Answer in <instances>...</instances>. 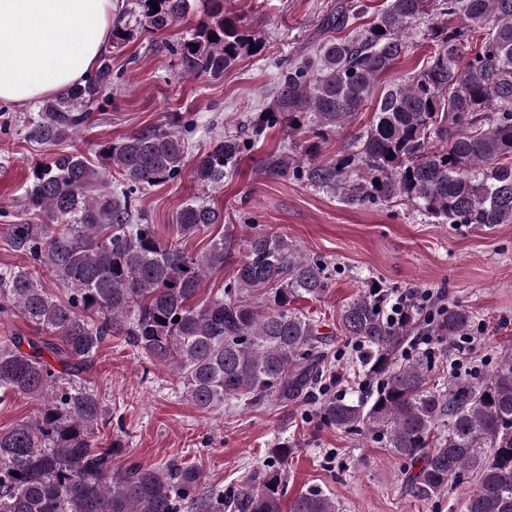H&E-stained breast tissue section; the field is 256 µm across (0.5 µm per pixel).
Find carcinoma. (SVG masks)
<instances>
[{"mask_svg": "<svg viewBox=\"0 0 512 512\" xmlns=\"http://www.w3.org/2000/svg\"><path fill=\"white\" fill-rule=\"evenodd\" d=\"M195 9L203 17L193 33L169 47L184 75L218 77L255 49L224 0H126L111 47L162 34ZM437 10L460 25L420 34L417 22ZM366 11L352 0L337 4L323 37L279 64L278 91L259 118L202 152L194 181L221 188L248 145L285 125L302 137L301 152L270 154L269 178L292 174L349 205L406 201L437 224H512V0H388L356 25ZM420 35L435 46L424 68L382 84ZM111 84L105 54L88 79L40 102L28 138L68 142ZM369 107L373 121L323 158L322 143ZM187 150L174 124H156L99 145L97 165L61 151L33 172L24 200L37 222L9 230L10 247L28 264L0 271V318L19 313L48 338L0 336V405L19 395L40 401L35 418L0 431V512H282L290 448L272 449L264 468L227 494L177 460L119 467L120 444L104 448L96 438L112 416L80 384L108 339L178 376L201 410L296 404L322 381L344 380L332 367L330 335L293 307L325 294L326 263L256 224L241 240L226 227L205 252L187 254L135 212L139 194L181 175ZM222 223L224 212L201 195L177 212L174 229L182 240ZM228 264L234 273L222 292L202 296L207 276ZM474 320L458 304L431 319L412 310L388 320L366 288L339 323L341 335L363 344L360 368L380 387L369 402L326 396L318 411L328 427L382 437L412 465L413 498L431 501L468 482L460 512H512V354L486 372L445 376L430 357L406 351L420 329L452 345L474 335ZM290 512L338 508L308 492Z\"/></svg>", "mask_w": 512, "mask_h": 512, "instance_id": "obj_1", "label": "carcinoma"}]
</instances>
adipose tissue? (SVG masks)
I'll return each mask as SVG.
<instances>
[{
  "instance_id": "ef3b65f1",
  "label": "adipose tissue",
  "mask_w": 512,
  "mask_h": 512,
  "mask_svg": "<svg viewBox=\"0 0 512 512\" xmlns=\"http://www.w3.org/2000/svg\"><path fill=\"white\" fill-rule=\"evenodd\" d=\"M123 0H0V102L25 105L81 82Z\"/></svg>"
}]
</instances>
